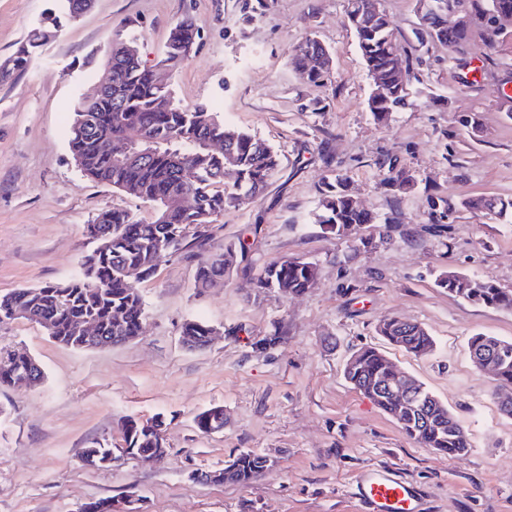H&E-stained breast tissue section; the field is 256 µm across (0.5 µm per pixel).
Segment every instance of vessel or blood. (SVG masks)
Segmentation results:
<instances>
[{
  "mask_svg": "<svg viewBox=\"0 0 512 512\" xmlns=\"http://www.w3.org/2000/svg\"><path fill=\"white\" fill-rule=\"evenodd\" d=\"M361 512H422L421 488L384 469L363 472L356 483Z\"/></svg>",
  "mask_w": 512,
  "mask_h": 512,
  "instance_id": "obj_1",
  "label": "vessel or blood"
}]
</instances>
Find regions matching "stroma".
Returning a JSON list of instances; mask_svg holds the SVG:
<instances>
[{"instance_id": "1", "label": "stroma", "mask_w": 512, "mask_h": 512, "mask_svg": "<svg viewBox=\"0 0 512 512\" xmlns=\"http://www.w3.org/2000/svg\"><path fill=\"white\" fill-rule=\"evenodd\" d=\"M375 5L405 48L414 91L413 106L383 122L367 107L372 80L347 0H94L62 17L26 73L0 82V295L72 278L94 248L86 226L99 213L155 217L154 203L83 177L68 148L74 104L106 79L113 39H134L177 103L208 105L281 159L262 194L218 217L205 251L176 252L138 282L136 338L77 349L24 319L0 324V346L27 352L44 373L32 386H0V512H79L130 495L137 512H359L358 475L382 468L422 487L425 512H512V417L468 350L477 333L512 340V310L436 284L450 269L512 290V217L460 209L440 236L427 220L432 197L512 199V115L500 98L512 21L495 46L473 39L462 67L446 46L416 40L418 0ZM54 9L55 0H0V60ZM183 19L199 37L178 69L159 67ZM309 38L332 57L317 83L290 61ZM469 113L481 139L459 122ZM383 158L412 169L417 188L395 195ZM339 172L380 218L345 237L314 219L324 181ZM229 245L237 263L223 285L197 288L202 256ZM296 257L317 265L315 287H256L268 263ZM389 317L421 325L432 353L418 358L379 336ZM189 319L218 336L185 347ZM368 346L448 407L468 436L466 454L422 447L345 380L347 358ZM215 406L223 430L199 432L196 415ZM151 417L163 422L162 463L84 462L91 442H119L127 419ZM246 450L271 460L251 485L202 480Z\"/></svg>"}]
</instances>
